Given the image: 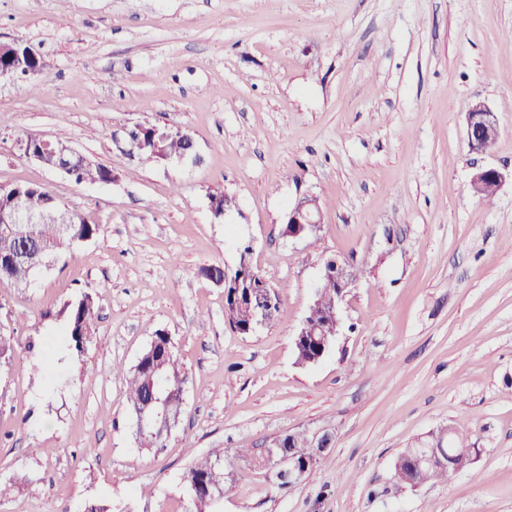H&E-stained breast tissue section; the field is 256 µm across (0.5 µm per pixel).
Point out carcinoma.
<instances>
[{
    "mask_svg": "<svg viewBox=\"0 0 512 512\" xmlns=\"http://www.w3.org/2000/svg\"><path fill=\"white\" fill-rule=\"evenodd\" d=\"M74 180L78 183L109 182L112 180V167L94 164L78 170ZM11 195L20 197L26 208L40 216L37 224H13L0 233V253L19 252L26 249L27 260L12 267L0 269V286L25 287L30 281L34 269L32 264L42 259L49 260L59 252H63L82 240H91L98 234L99 228L85 220L73 224L64 223L67 209L57 201L48 203L53 194L36 185L17 184L12 186ZM210 208L215 218L224 217V208L231 207L233 198L222 188H215L209 193ZM223 266L218 264L204 265L196 268L193 275L209 278L212 274H221ZM224 280V304L231 312L230 327L236 332L247 335L254 324V309L249 300L239 295L238 280L248 276L247 271L237 268L227 272ZM318 310L316 315L309 318L316 335L325 333L336 336L334 323L329 308L336 304V285L331 281L323 282L317 297ZM67 336L69 347L78 353L90 339V332L95 321L94 301L88 295L66 305ZM296 359L299 362L310 361L321 354V346L315 341V335L303 336L294 343ZM142 361L129 369L120 366L113 371L124 375L126 382V401L130 410L155 409L154 396L157 389L165 390L167 397L178 399L180 396L179 380L187 379V372L177 358L171 336L159 329L152 336V343L141 353ZM135 441L139 448L150 450L162 448L166 439L149 432H134ZM425 451L429 455L449 456L451 464L462 469L471 463L473 449L466 439L453 436L448 440L440 434L431 436L426 443ZM417 454L416 449L405 450L401 461V469L407 474L409 481L432 483L448 479L452 468L438 465H422L414 468L410 455ZM397 485L401 488H412L409 481L396 477ZM192 512H213L218 498L224 495L226 473L224 460L220 455L209 456L197 460L185 476Z\"/></svg>",
    "mask_w": 512,
    "mask_h": 512,
    "instance_id": "1",
    "label": "carcinoma"
}]
</instances>
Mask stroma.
Instances as JSON below:
<instances>
[{
	"instance_id": "stroma-1",
	"label": "stroma",
	"mask_w": 512,
	"mask_h": 512,
	"mask_svg": "<svg viewBox=\"0 0 512 512\" xmlns=\"http://www.w3.org/2000/svg\"><path fill=\"white\" fill-rule=\"evenodd\" d=\"M41 55L0 81V186L47 187L97 224L29 286H0V512H189L184 476L220 450L217 512H512V182L490 199L476 172L512 171V0H0V41ZM496 112L491 151L465 114ZM179 127L196 159L153 160L140 127ZM62 137L111 167L78 183L21 154ZM235 205L215 219L208 193ZM313 196L322 226L282 237ZM280 311L250 335L224 318L241 244ZM355 278L334 345L295 362L324 261ZM99 317L83 353L66 303ZM166 329L188 373L165 447L138 448L122 369ZM452 429L478 454L448 480L396 487L405 449ZM302 433L332 444L278 488L237 460ZM38 481L34 494L15 473ZM466 139L470 149L483 153L486 137L498 134L495 111L482 101L474 102L466 113Z\"/></svg>"
}]
</instances>
